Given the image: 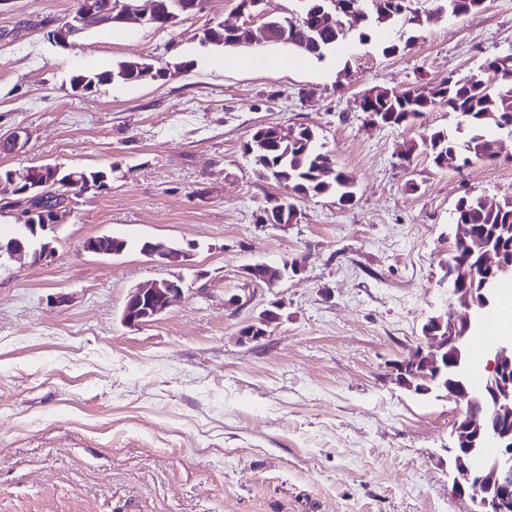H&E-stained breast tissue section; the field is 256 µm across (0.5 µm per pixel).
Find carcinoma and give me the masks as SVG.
I'll return each mask as SVG.
<instances>
[{"label": "carcinoma", "instance_id": "1", "mask_svg": "<svg viewBox=\"0 0 512 512\" xmlns=\"http://www.w3.org/2000/svg\"><path fill=\"white\" fill-rule=\"evenodd\" d=\"M300 10L296 17L281 18L270 15L264 21L267 25L270 42L277 43L283 29H288V48L299 55L322 60L336 50L347 31L340 18L350 6L364 13L365 21L359 33V39L370 38V31L382 25L408 24L421 25L422 16L412 8V0H297ZM434 12H446L456 17L465 15L482 7L484 0H433ZM336 13L338 21L329 26L318 18L322 9ZM124 62L119 61L112 68L102 71H89L75 76L87 84L98 88L112 82V74L117 72ZM482 72L494 75L496 85L488 88V82L474 78H456L448 76L435 84L415 86L405 90H395L380 86L365 91L372 110L382 114L386 126L396 128L404 126L421 117L439 99L448 102V111L460 117L458 129H467L468 139H458L444 129L433 130L422 137L421 142H412L404 147L400 159L410 160L416 153H426L438 168L448 166V162L457 158L467 166L472 159L492 160L496 157V139L492 128L501 129L512 123V54L498 55L486 59L481 64ZM245 148L252 151V158L260 173L279 182H285L297 194L311 197L334 196L342 205H350L356 199V186L353 177L344 170L335 171L330 180L318 178V172L333 165L330 155L318 144L315 130L308 126L289 127L277 131L268 129V134L259 140L251 136ZM92 176L88 170H70L59 175L46 189L45 195L31 202L24 196L15 198L14 207L18 220H23L31 211L42 213L63 203L68 195L83 192L86 179ZM294 206L284 200L271 199L264 208L258 222L268 224L290 223ZM454 223L470 224L477 229L476 237L468 244L454 242L451 261H470L475 264L479 253L489 244L501 243L512 246V200H505L494 207L488 206L481 196L462 197L455 204ZM286 276L285 265H263L256 273L259 281H275ZM434 368L423 364H409L404 371V381L414 392H427L429 389H447L448 383L455 377L444 369L438 379L432 383L424 380L425 375L433 373Z\"/></svg>", "mask_w": 512, "mask_h": 512}]
</instances>
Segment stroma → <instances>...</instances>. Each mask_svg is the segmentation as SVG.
<instances>
[{
    "instance_id": "1",
    "label": "stroma",
    "mask_w": 512,
    "mask_h": 512,
    "mask_svg": "<svg viewBox=\"0 0 512 512\" xmlns=\"http://www.w3.org/2000/svg\"><path fill=\"white\" fill-rule=\"evenodd\" d=\"M74 0H0V169L101 170L106 188L69 198L51 259L0 261V512H470L452 490L446 445L464 402L420 395L396 366L431 351L429 316L459 312L442 283L464 196L512 199V131L491 161L438 168L403 162L404 145L459 119L439 101L400 128L374 126L365 90L479 75L512 52V0L456 18L414 0L420 27L360 42L350 29L323 60L268 45L256 63L202 45L203 29L293 16L295 0H210L156 28L100 27L62 46L49 37ZM411 43L395 56L385 40ZM153 59L164 79L74 91L71 79ZM313 128L356 182L349 206L296 194L261 175L245 143L259 126ZM290 224L258 218L268 198ZM108 234L132 247L83 251ZM190 253L168 267L143 241ZM300 261L279 288L255 263ZM182 278L149 324L122 321L130 289ZM239 303H230V296ZM279 304L252 342L240 331Z\"/></svg>"
}]
</instances>
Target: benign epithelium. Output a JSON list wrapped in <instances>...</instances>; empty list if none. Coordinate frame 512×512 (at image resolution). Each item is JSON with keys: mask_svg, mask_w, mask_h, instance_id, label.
<instances>
[{"mask_svg": "<svg viewBox=\"0 0 512 512\" xmlns=\"http://www.w3.org/2000/svg\"><path fill=\"white\" fill-rule=\"evenodd\" d=\"M104 16V23L112 25L128 19H135L143 25L167 26L177 16L169 12L160 13L149 0H138L132 4L119 0L116 6L100 10L97 0H82L81 10L68 22L53 32V38L67 43L76 30L91 15ZM54 166L42 165L27 169L23 173L10 172L9 180L0 177V185L8 183L12 191L23 192L35 200L45 193V188L52 182ZM33 253L41 259L52 255L53 248L49 242L36 243V239L20 235L14 238L9 247L0 245V258L8 256L19 259ZM142 254L167 266L186 265L190 253L181 246L171 247L162 242H145ZM485 271L483 288L479 289L480 300L477 312L468 315L464 322H457L452 316L433 315L438 330L448 327V337L437 336L435 331L424 328L427 337L435 342L437 349H442L443 342L463 351L469 344L470 333L478 326L481 313L497 298L500 285L488 287L497 272L509 268L505 259V249L500 246H488L481 260ZM445 281L452 289L453 296L464 307L471 309L470 273L460 265L450 264L444 267ZM183 290L182 284L171 279L155 281L146 287H135L129 292L122 313V320L128 326H140L156 319ZM488 385L485 390V403L477 402L461 378L466 374V366L460 357L446 358L448 369L459 380L448 386V398L467 401V418L471 427L477 428L479 442H470L465 438L468 428L455 426L448 439V461L451 468L452 486L459 496L471 499L473 508L470 512H512V335L502 336L486 354ZM486 448L496 449L492 462H485Z\"/></svg>", "mask_w": 512, "mask_h": 512, "instance_id": "1", "label": "benign epithelium"}]
</instances>
